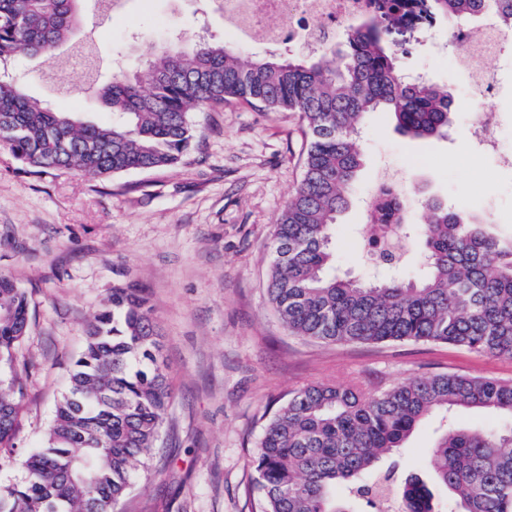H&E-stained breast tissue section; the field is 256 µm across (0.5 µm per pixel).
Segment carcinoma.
Instances as JSON below:
<instances>
[{
    "mask_svg": "<svg viewBox=\"0 0 512 512\" xmlns=\"http://www.w3.org/2000/svg\"><path fill=\"white\" fill-rule=\"evenodd\" d=\"M84 0H0V142L32 173L80 170L111 177L171 168L195 141L193 114L235 99L268 112H297L309 138L303 176L274 233L268 294L296 336L333 344L422 342L512 358V238L489 219L425 200L419 271L403 278L397 240L378 242L372 279L336 274L333 228L352 203L363 166V117L385 110L403 135L442 137L455 122L448 88L403 74V51L388 40L401 26L397 2L380 5L344 30L346 49L251 62L220 40L186 53L170 42L148 53L129 77L100 82L96 42L75 36ZM457 29L474 22L512 34V0H431L430 18ZM89 47L84 86L113 120L57 112L30 97L14 70L21 54L47 69ZM29 329L27 292L0 276V467L15 460L25 382L17 353ZM172 398L160 330L145 291L112 288L86 326L82 350L58 398L43 447L24 475L0 483V512H116L154 468L152 449ZM483 410L503 419L488 428L455 414ZM440 418L421 462L432 482L397 479L383 465L426 419ZM258 512H436L430 484L452 494L448 512H512V380L455 373L407 379L365 392L355 384L315 383L288 393L264 425L253 459Z\"/></svg>",
    "mask_w": 512,
    "mask_h": 512,
    "instance_id": "obj_1",
    "label": "carcinoma"
}]
</instances>
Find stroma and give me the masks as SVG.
I'll return each instance as SVG.
<instances>
[{"label": "stroma", "mask_w": 512, "mask_h": 512, "mask_svg": "<svg viewBox=\"0 0 512 512\" xmlns=\"http://www.w3.org/2000/svg\"><path fill=\"white\" fill-rule=\"evenodd\" d=\"M104 63L133 73L171 36L241 45L246 59L288 52L285 44L241 42L207 0H128L107 25L85 12ZM407 73L425 74L453 96L469 94L453 31L423 43L393 34ZM24 83L59 112L109 119L73 74L71 93L49 94L41 61L22 57ZM475 116L458 113L447 137L411 140L386 113L366 115L363 166L351 206L335 226L337 273L370 274L356 226L377 181L412 186V221L422 200L486 215L512 234V169L481 155ZM303 123L295 112H265L229 101L197 117L195 147L178 166L94 178L78 171L30 173L0 145V275L29 298L30 330L18 359L27 395L18 455L41 447L84 331L119 283L143 288L158 322L172 384L169 417L155 450L156 472L140 479L121 512H254L247 489L263 416L288 391L316 382L391 384L430 373L512 380V358L442 344L335 345L288 332L268 297L275 225L302 177Z\"/></svg>", "instance_id": "35a3bbf8"}]
</instances>
